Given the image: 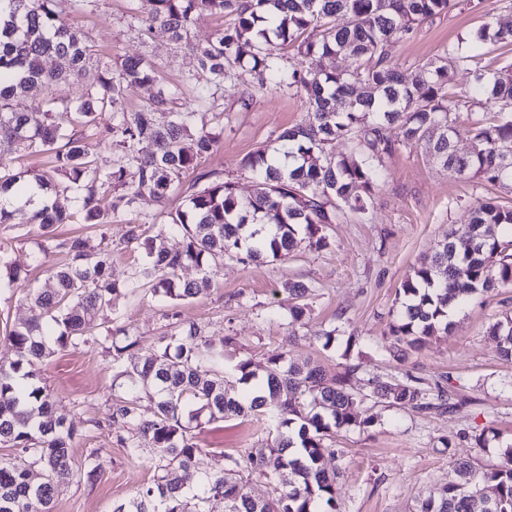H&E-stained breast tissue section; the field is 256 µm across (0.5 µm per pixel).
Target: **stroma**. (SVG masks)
Here are the masks:
<instances>
[{
  "instance_id": "1",
  "label": "stroma",
  "mask_w": 512,
  "mask_h": 512,
  "mask_svg": "<svg viewBox=\"0 0 512 512\" xmlns=\"http://www.w3.org/2000/svg\"><path fill=\"white\" fill-rule=\"evenodd\" d=\"M474 7L457 8L423 20L412 35L395 44L390 62L403 74L458 44L488 20L512 25V0H474ZM137 0H98L95 11L73 13L66 20L77 27L91 50L89 70L116 64L122 58L149 51L157 70L156 87L126 90L112 111L103 112L100 133L85 137L91 156L106 158L112 137L106 131L113 112H132L147 103L154 88L173 95L179 111L203 113L206 125L222 128L215 150L188 171L166 204L142 198L119 221L101 228L84 222L58 225V236L83 234L106 237L112 245V278L126 282L142 254L127 242L132 224H162L168 211L185 205L186 187L197 175L219 172L233 181L238 194L248 197L253 179L245 158L264 149L279 148L280 133L303 123L307 95L293 89L250 90L241 82L225 83L215 104L202 103L198 83L187 81L189 55L163 28L143 35V15ZM250 103H243L244 93ZM37 170L46 180L57 181L50 154L20 151L0 140V171ZM387 176L378 186L375 203L364 216H353L328 225V247L301 249L288 259L243 265L228 261L219 268L207 295L178 304L147 296L119 298L116 314L138 339L133 356L150 352L171 321L198 323L209 339L233 337L224 359L232 368L249 357L264 363L275 351L297 361L311 360L328 373L347 365L358 368L359 378L384 374L397 379L413 375L428 386L449 390L458 405L452 410L415 411L367 402L375 422L368 431L341 432L335 455L324 465L338 473L337 498L341 512H415L419 502L437 494L452 474L454 460H470L476 468L489 469L503 460L512 444V363L500 359L489 326L512 314V288H500L477 297L453 316L455 329L448 336L399 361L388 352L389 323L398 306V292L413 265L432 254L449 229L463 227L469 206L492 199L512 206V185L491 186L465 180L435 163L426 144L397 147L386 160ZM10 223L0 226V237L13 241L9 259L28 269V285L52 287L49 265L61 263L52 253L45 264L35 260L40 238L31 221L32 206L14 204ZM309 286L306 298L310 318L306 326L292 327L293 304L285 282ZM336 329L332 348H323L317 331ZM41 383L51 392L55 408L84 435L73 449L75 465L58 474L59 496L54 512H112L114 502L127 499L149 484L154 467L128 457L118 442L120 431L112 424V404L124 389L115 378L112 352L104 344L89 342L75 350L61 351L41 367ZM270 430L265 417L234 418L199 428L201 448L187 477L229 469L232 457L265 443ZM485 434L486 447H476L475 435ZM102 449L106 462L101 475L90 482L77 466L93 449Z\"/></svg>"
}]
</instances>
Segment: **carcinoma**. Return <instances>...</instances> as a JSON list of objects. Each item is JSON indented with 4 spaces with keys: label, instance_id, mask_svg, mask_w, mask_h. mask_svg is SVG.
<instances>
[{
    "label": "carcinoma",
    "instance_id": "carcinoma-1",
    "mask_svg": "<svg viewBox=\"0 0 512 512\" xmlns=\"http://www.w3.org/2000/svg\"><path fill=\"white\" fill-rule=\"evenodd\" d=\"M70 12H83L97 0H0V140L51 154L55 171L74 194L76 211L54 201L35 214L43 244L40 251L65 255V262L48 268L54 287L28 289L25 300L32 315L6 333L17 358H0V446L13 448L14 458L0 461V512H52L58 496L55 475L72 465V448L80 433L55 413L52 394L40 385V365L58 351L76 349L97 340L106 324L112 344V364L128 380L127 397L113 404L112 420L132 433L120 443L132 459H149L152 482L137 490L113 512H206L207 502L220 494L227 512H340L337 473L323 466L325 454L341 430H366L374 418L363 405L370 398L418 411L450 407L442 387L431 389L407 376L368 379L354 387L357 368L329 375L307 361L286 360L273 352L263 366L264 388L246 386L257 377L250 358L239 359L232 376H224L225 348L217 347L196 323H172L153 353L130 366L122 355L138 340L112 317L126 288H145L151 296L172 303L206 294L224 261L284 260L302 246H328L323 229L350 214H366L386 175L384 160L396 147L429 143L433 159L451 171L454 138L460 114L468 115L488 102L494 115L473 121L475 149L463 156L466 178L496 184L512 182V160L505 163L501 145L512 143V64L478 67L479 49L487 43L512 44V26L485 24L470 46L446 48L404 77L390 65L394 44L414 26L460 6L461 0H144L148 28L158 25L171 39L188 46L189 28L210 15H233L235 23L204 44L189 46L193 77L210 92L224 87L239 67L257 75L259 87L271 83L308 94V120L279 135L278 153L291 160L273 165L266 151L249 156L244 165L253 175L252 195L242 198L229 180L204 173L206 181L187 198V205L167 213L168 222L156 234L143 224H131L127 242L143 249L145 258L130 273L128 284L112 281V249L88 236L59 238L58 224H70L75 213L84 222L103 226L112 216L135 207L149 194L163 202L173 185L205 155L213 153L219 135L197 127V113L169 107L160 89L151 102L123 112L112 125L113 157L88 155L85 133L99 131V116L130 86L151 85L155 67L145 56L123 59L115 70L91 77L86 97L55 101L51 86L86 70L87 46L82 34L63 18L61 2ZM291 48L310 59L305 70L288 69L277 49ZM348 55L353 70L321 67L322 59ZM54 57V69L45 60ZM477 66L471 95L452 91L459 68ZM193 137L194 150L181 146ZM351 143L347 154L333 151L336 141ZM154 144L150 154L137 145ZM43 178L0 174V224L11 212L3 200L22 196ZM463 231L448 233L432 256L419 260L401 285V310L389 324L390 353L425 347L453 327L449 308H463L474 298L512 285V208L478 200ZM501 225L507 235H485V227ZM168 234L182 239L169 249ZM0 245V267L8 284L26 280L28 272L6 261ZM196 267L201 277L180 279L179 271ZM499 354L512 360V316L490 327ZM153 398L152 414L137 405L140 394ZM261 414L270 422L271 439L232 460L234 468L200 476L193 491L183 473L193 466L200 446L195 429L234 417ZM101 449L92 451L80 473L92 480L104 467ZM263 477L273 495L254 499L244 478ZM491 485L492 494L477 484ZM416 512H512V446L490 470L468 461L454 464L453 475L436 498Z\"/></svg>",
    "mask_w": 512,
    "mask_h": 512
}]
</instances>
